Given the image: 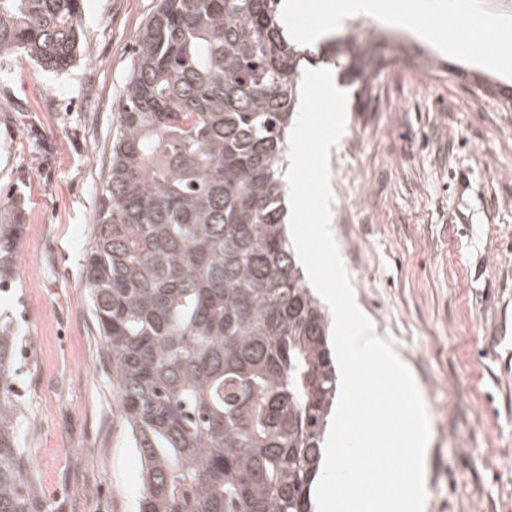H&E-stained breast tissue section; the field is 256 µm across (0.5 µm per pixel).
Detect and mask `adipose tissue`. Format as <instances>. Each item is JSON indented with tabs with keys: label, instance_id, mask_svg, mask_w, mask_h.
I'll list each match as a JSON object with an SVG mask.
<instances>
[{
	"label": "adipose tissue",
	"instance_id": "obj_1",
	"mask_svg": "<svg viewBox=\"0 0 512 512\" xmlns=\"http://www.w3.org/2000/svg\"><path fill=\"white\" fill-rule=\"evenodd\" d=\"M362 14L420 28L452 50L484 52L500 33L498 26L468 12L460 0H310L295 34L303 40L314 39Z\"/></svg>",
	"mask_w": 512,
	"mask_h": 512
}]
</instances>
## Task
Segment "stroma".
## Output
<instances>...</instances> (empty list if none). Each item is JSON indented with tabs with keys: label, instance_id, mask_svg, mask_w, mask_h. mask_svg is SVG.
<instances>
[{
	"label": "stroma",
	"instance_id": "1",
	"mask_svg": "<svg viewBox=\"0 0 512 512\" xmlns=\"http://www.w3.org/2000/svg\"><path fill=\"white\" fill-rule=\"evenodd\" d=\"M158 0H84L81 54L52 73L0 60V224H18L0 311L15 325V389L32 512H138L141 460L112 394L86 301L91 246L133 48ZM426 71L372 41L330 150V229L355 300L391 339L431 424L424 512H512V370L487 360L512 324V48L495 66L408 31Z\"/></svg>",
	"mask_w": 512,
	"mask_h": 512
}]
</instances>
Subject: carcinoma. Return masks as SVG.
Returning a JSON list of instances; mask_svg holds the SVG:
<instances>
[{
    "instance_id": "obj_1",
    "label": "carcinoma",
    "mask_w": 512,
    "mask_h": 512,
    "mask_svg": "<svg viewBox=\"0 0 512 512\" xmlns=\"http://www.w3.org/2000/svg\"><path fill=\"white\" fill-rule=\"evenodd\" d=\"M279 0H158L112 138L85 288L141 457L138 512H314L336 400L329 318L285 232V149L305 64ZM82 0H0V58L51 72ZM362 75L372 57L347 39ZM17 224L0 225V286ZM19 346L0 321V512H30Z\"/></svg>"
}]
</instances>
